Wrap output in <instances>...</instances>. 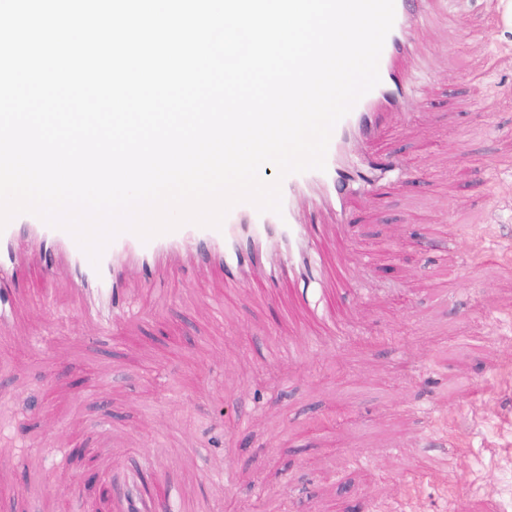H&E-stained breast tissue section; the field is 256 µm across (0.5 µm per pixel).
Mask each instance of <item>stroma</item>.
I'll use <instances>...</instances> for the list:
<instances>
[{
    "label": "stroma",
    "instance_id": "1",
    "mask_svg": "<svg viewBox=\"0 0 512 512\" xmlns=\"http://www.w3.org/2000/svg\"><path fill=\"white\" fill-rule=\"evenodd\" d=\"M457 27L420 32L379 146L396 167L353 203L370 297L348 295L342 347L305 349L287 302L253 292L261 271L231 289L191 250L161 298L128 270L137 315L108 338L67 267L22 285L0 332V512H75L132 465L196 512H512V0ZM288 340L296 358L269 357Z\"/></svg>",
    "mask_w": 512,
    "mask_h": 512
}]
</instances>
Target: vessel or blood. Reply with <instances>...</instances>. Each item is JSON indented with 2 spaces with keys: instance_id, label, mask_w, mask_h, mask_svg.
<instances>
[{
  "instance_id": "b4317fda",
  "label": "vessel or blood",
  "mask_w": 512,
  "mask_h": 512,
  "mask_svg": "<svg viewBox=\"0 0 512 512\" xmlns=\"http://www.w3.org/2000/svg\"><path fill=\"white\" fill-rule=\"evenodd\" d=\"M433 13L454 21V0H395L394 25L379 60L380 83L336 125L325 170L285 177L281 213H261L251 204L241 203L230 210L218 229L185 224L146 242L123 232L96 264L68 232L30 214L16 216L0 230V327L9 326L17 308V288L27 279L25 267L15 261L17 242L28 244L44 276H51L57 265H68L74 286L85 299L86 314L107 330L114 318L128 314L122 290L129 268H147L165 278L178 270L180 253L194 246L204 250L217 273L233 281L245 269H265L269 287L284 289L290 317L303 327L307 345H343L350 332L341 297L352 289L343 256L353 245L345 214L349 194L359 187L351 176L348 143L355 139L368 145L379 140L384 112L408 110L411 88L398 63L412 57V31ZM303 198L334 207L335 237H328L324 225L299 222L295 205ZM107 491L122 498L140 492L153 512H190L185 505H173L165 487L141 472L129 478H111Z\"/></svg>"
}]
</instances>
